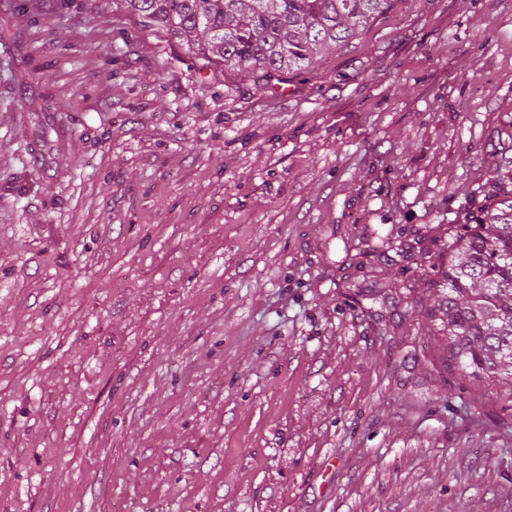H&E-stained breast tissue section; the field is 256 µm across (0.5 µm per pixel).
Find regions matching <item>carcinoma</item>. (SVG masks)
<instances>
[{"label":"carcinoma","mask_w":512,"mask_h":512,"mask_svg":"<svg viewBox=\"0 0 512 512\" xmlns=\"http://www.w3.org/2000/svg\"><path fill=\"white\" fill-rule=\"evenodd\" d=\"M390 0H119L141 28L176 40L212 70L233 74L248 91L265 92L312 70L325 54L356 37ZM429 264L427 315L446 339L425 360L445 389L448 369L508 385L470 388L472 401L512 415V189L451 229Z\"/></svg>","instance_id":"1"}]
</instances>
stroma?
I'll use <instances>...</instances> for the list:
<instances>
[{
	"label": "stroma",
	"instance_id": "stroma-1",
	"mask_svg": "<svg viewBox=\"0 0 512 512\" xmlns=\"http://www.w3.org/2000/svg\"><path fill=\"white\" fill-rule=\"evenodd\" d=\"M237 84L112 0H0V512H512V422L370 310L499 193L512 0Z\"/></svg>",
	"mask_w": 512,
	"mask_h": 512
}]
</instances>
